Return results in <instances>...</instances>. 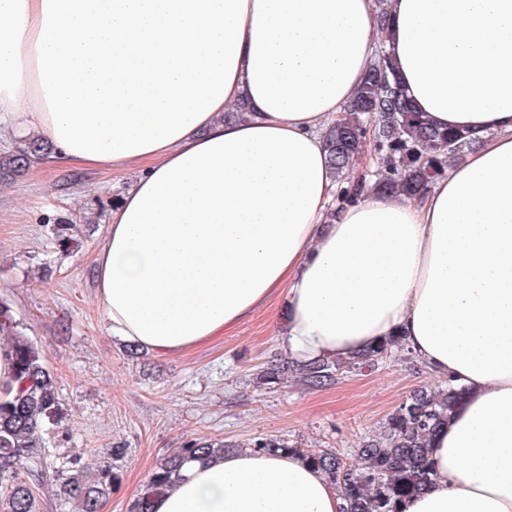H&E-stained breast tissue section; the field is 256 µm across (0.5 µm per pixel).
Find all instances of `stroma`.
I'll return each mask as SVG.
<instances>
[{
    "label": "stroma",
    "mask_w": 512,
    "mask_h": 512,
    "mask_svg": "<svg viewBox=\"0 0 512 512\" xmlns=\"http://www.w3.org/2000/svg\"><path fill=\"white\" fill-rule=\"evenodd\" d=\"M137 177L48 156L0 183V297L43 348L66 413L38 470L40 512H78L55 495L58 467L76 453L112 461L118 479L99 512H127L159 458L190 439L277 436L346 455L413 391L438 387L401 358L319 390L260 386L258 368L287 355L268 312L183 355L128 353L104 323L94 258L113 203Z\"/></svg>",
    "instance_id": "obj_1"
}]
</instances>
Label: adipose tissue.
<instances>
[{
  "mask_svg": "<svg viewBox=\"0 0 512 512\" xmlns=\"http://www.w3.org/2000/svg\"><path fill=\"white\" fill-rule=\"evenodd\" d=\"M0 0V124L135 168L96 254L114 336L188 352L282 301L292 358L402 336L466 397L403 512H512V0ZM384 45L475 148L416 198L338 203L324 130ZM249 111L225 119L237 105ZM293 454L191 464L153 512H342Z\"/></svg>",
  "mask_w": 512,
  "mask_h": 512,
  "instance_id": "1",
  "label": "adipose tissue"
}]
</instances>
